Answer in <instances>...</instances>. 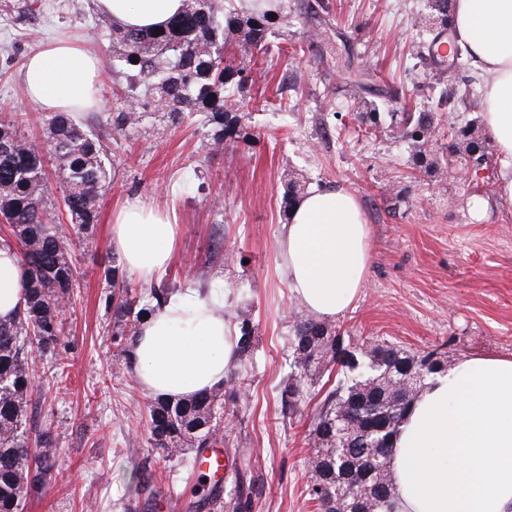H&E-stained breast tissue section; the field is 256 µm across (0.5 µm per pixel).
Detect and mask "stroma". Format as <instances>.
Returning <instances> with one entry per match:
<instances>
[{"mask_svg":"<svg viewBox=\"0 0 512 512\" xmlns=\"http://www.w3.org/2000/svg\"><path fill=\"white\" fill-rule=\"evenodd\" d=\"M0 0V110L22 112L41 130L24 91L25 58L53 37L103 53L88 31L93 0H63L34 16ZM426 0H283L267 49L245 61L252 82L233 108L235 133L211 152L199 119L160 134L104 138L112 182L100 221L82 238L80 286L63 309L69 377L45 406L59 470L24 512H142V476L177 491L193 512L201 476L147 441L146 394L112 348L105 271L116 252L109 219L140 198L180 226L163 274L176 288L224 291V315H249L258 341L231 366L245 401L225 405V488L255 477L252 512H316L305 459L312 409L291 414L280 391L290 372L288 341L304 310L291 297L278 241L287 221V175L307 188L342 187L361 203L372 233L366 287L335 322L351 344L384 338L412 351L446 344L454 359L512 356V207L497 196L499 173L466 170L454 133L482 97L465 95L430 53L435 33L415 27ZM314 41L318 50H307ZM365 82L387 112H438L428 149L437 173L417 174L414 146L383 125L367 129L351 106ZM145 466L138 474L136 466Z\"/></svg>","mask_w":512,"mask_h":512,"instance_id":"stroma-1","label":"stroma"}]
</instances>
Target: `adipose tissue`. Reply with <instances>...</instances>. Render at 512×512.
Returning <instances> with one entry per match:
<instances>
[{
  "mask_svg": "<svg viewBox=\"0 0 512 512\" xmlns=\"http://www.w3.org/2000/svg\"><path fill=\"white\" fill-rule=\"evenodd\" d=\"M120 26L154 29L178 16L184 0H95ZM455 43L484 90V124L502 169L498 196L512 206V0H454ZM99 56L81 42L53 38L26 58L29 100L46 112L100 107ZM112 246L125 272L148 282L175 256L178 226L140 199L111 218ZM292 297L333 321L362 295L371 234L357 197L313 188L296 198L279 240ZM27 274L15 248L0 245V321L25 303ZM224 299L187 288L137 328L130 370L148 395L189 398L223 385L236 353V326ZM396 512H512V358L468 357L428 379L393 439Z\"/></svg>",
  "mask_w": 512,
  "mask_h": 512,
  "instance_id": "obj_1",
  "label": "adipose tissue"
}]
</instances>
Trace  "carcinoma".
Segmentation results:
<instances>
[{
	"label": "carcinoma",
	"instance_id": "carcinoma-1",
	"mask_svg": "<svg viewBox=\"0 0 512 512\" xmlns=\"http://www.w3.org/2000/svg\"><path fill=\"white\" fill-rule=\"evenodd\" d=\"M255 2L253 49L242 41L227 42L226 33L237 30L238 19L224 0H185L181 14L150 31L123 29L105 14L92 15L90 29L108 37V69L124 75L126 82L125 90L114 94L106 128L126 137L148 119L169 129L201 112L209 145L214 151L223 149L232 131L227 104L248 82L246 70L224 64V57L262 49L267 39L263 20L278 13L276 4ZM380 117L376 101L360 102V123L376 127ZM438 122L435 113L421 112L401 120L394 132L422 155ZM22 126L20 112L0 118V223L8 228L0 242L17 249L28 273L25 307L15 319L0 322V512H21L26 500L43 495L56 467L51 430L32 422L29 411L41 408L45 388L66 374L58 347L62 308L78 287L75 239L98 223L111 175L101 135L71 114L44 113L40 149ZM467 152L468 162L489 166L484 143H470ZM52 176L62 190L69 230L47 195ZM106 276L118 286L106 299L112 310V347L127 362L137 324L167 300L169 289L162 285L133 293L118 285L119 269L114 266ZM238 329L236 352L243 359L255 347L256 328L244 316ZM338 335L335 327L308 316L295 321L282 403L294 410L312 396L308 381L316 372L336 371V385L313 409L309 438L317 452L307 459L308 495L319 512H332L336 505L342 512H395L390 465L396 427L425 381L448 372L450 355L440 345L410 352L386 340L338 348ZM34 350L54 357L50 375L38 376L29 367ZM227 400H240L231 377L200 397L147 400L143 411L148 441L169 459L192 462L184 459L186 450L199 453L224 439L214 415ZM241 484L232 497V512H252L256 479Z\"/></svg>",
	"mask_w": 512,
	"mask_h": 512
}]
</instances>
